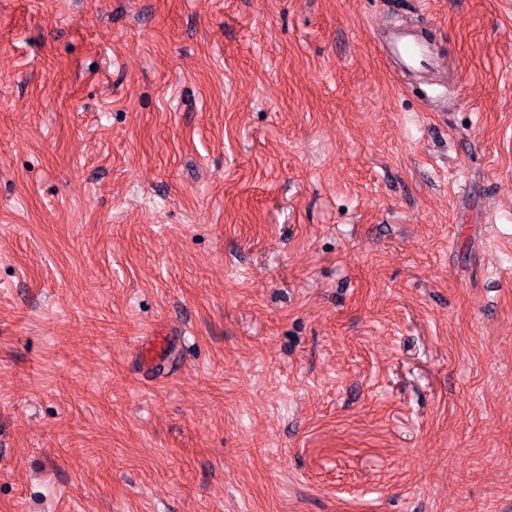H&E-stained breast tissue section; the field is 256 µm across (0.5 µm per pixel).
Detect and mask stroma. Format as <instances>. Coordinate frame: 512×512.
I'll list each match as a JSON object with an SVG mask.
<instances>
[{"mask_svg": "<svg viewBox=\"0 0 512 512\" xmlns=\"http://www.w3.org/2000/svg\"><path fill=\"white\" fill-rule=\"evenodd\" d=\"M0 512H512V0H0ZM379 48L404 77H416L438 65L441 59L433 42L414 28H398L387 33Z\"/></svg>", "mask_w": 512, "mask_h": 512, "instance_id": "obj_1", "label": "stroma"}]
</instances>
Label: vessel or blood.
<instances>
[{
    "label": "vessel or blood",
    "mask_w": 512,
    "mask_h": 512,
    "mask_svg": "<svg viewBox=\"0 0 512 512\" xmlns=\"http://www.w3.org/2000/svg\"><path fill=\"white\" fill-rule=\"evenodd\" d=\"M379 48L398 73L405 77L417 76L440 61L433 42L414 28H399L387 33Z\"/></svg>",
    "instance_id": "b4317fda"
}]
</instances>
